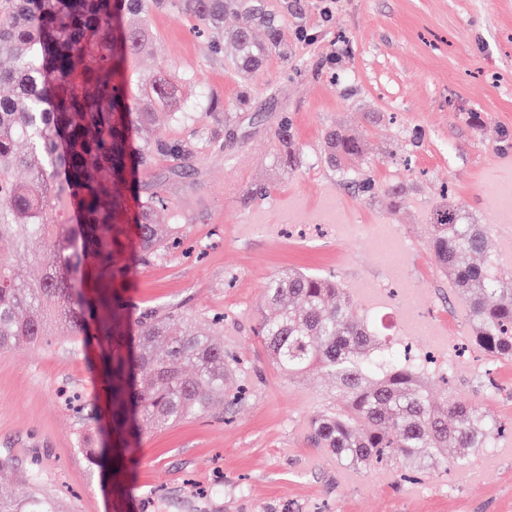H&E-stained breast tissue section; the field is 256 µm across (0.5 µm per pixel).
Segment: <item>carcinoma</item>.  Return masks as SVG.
Instances as JSON below:
<instances>
[{"label":"carcinoma","mask_w":512,"mask_h":512,"mask_svg":"<svg viewBox=\"0 0 512 512\" xmlns=\"http://www.w3.org/2000/svg\"><path fill=\"white\" fill-rule=\"evenodd\" d=\"M167 12L208 34L207 52L247 78L275 54L288 60V22L273 0H0V241L41 266L35 277L0 256V352H20L47 336L74 347L95 328L104 346L112 432L130 445L145 427L162 428L202 415L224 396L237 361L177 308L132 312L125 287L128 227L139 256L161 257L182 216L160 186L139 195L136 210L117 188L168 160L185 169L209 143L204 113L215 105L192 70L160 68L132 85L130 63L151 40L150 17ZM242 18L224 28L229 15ZM190 129L169 143L153 138L160 124ZM277 165L293 170L300 147L291 121L274 132ZM323 159L343 179L367 159L364 139L342 125L323 132ZM27 173L25 181L14 172ZM81 220L55 223L57 211ZM168 212L169 222L157 223ZM490 227L468 222L443 198L428 215L437 267L453 277L471 341L497 360L512 359V271L489 249ZM271 313L258 334L272 361L290 376L319 368L336 378L343 405L316 415L309 440L360 473L385 466L404 479L465 471L498 444L505 424L476 401L433 399L429 371L407 359L356 300L332 278L290 269L268 285ZM454 449L448 458V449ZM27 486L0 493V512H59Z\"/></svg>","instance_id":"1"}]
</instances>
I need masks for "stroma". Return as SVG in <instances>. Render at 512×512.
<instances>
[{
    "label": "stroma",
    "mask_w": 512,
    "mask_h": 512,
    "mask_svg": "<svg viewBox=\"0 0 512 512\" xmlns=\"http://www.w3.org/2000/svg\"><path fill=\"white\" fill-rule=\"evenodd\" d=\"M289 12L287 59L271 58L250 80L205 58L184 22L152 15L151 44L132 74L174 65L197 71L231 104L250 90L253 108L206 117L213 145L188 175L159 162L143 187L164 182L183 216V250L133 261L122 296L132 309L178 307L224 316V349L249 395L234 410L142 430L116 454L119 478L89 463L85 436L110 427L99 346L62 337L0 353V493L30 469L62 512H512V438L470 470L402 485L390 469L360 475L314 447L311 418L340 398L319 370L290 376L268 358L257 319L266 288L294 268L335 278L391 336L410 337L448 373L435 394L489 405L512 420V361L483 377L485 358L459 357L471 329L453 306L456 285L428 246L430 210L448 197L492 228L490 247L512 270V0H300ZM289 117L301 161L273 160L274 131ZM351 126L368 143L362 172L380 186L365 196L321 160L322 132ZM265 184V198L246 202ZM406 189L392 213L383 186Z\"/></svg>",
    "instance_id": "obj_1"
}]
</instances>
